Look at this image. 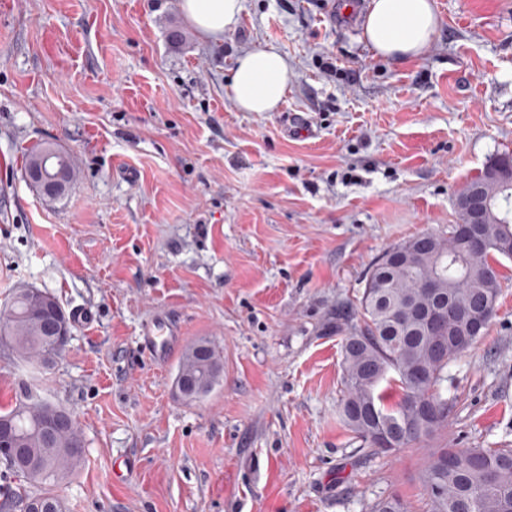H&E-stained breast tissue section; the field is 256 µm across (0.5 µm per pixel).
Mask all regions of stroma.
<instances>
[{
    "label": "stroma",
    "mask_w": 512,
    "mask_h": 512,
    "mask_svg": "<svg viewBox=\"0 0 512 512\" xmlns=\"http://www.w3.org/2000/svg\"><path fill=\"white\" fill-rule=\"evenodd\" d=\"M352 2L240 0L216 41L179 0H0V305L47 290L72 331L47 371L0 348V407L25 382L78 421L62 512H369L389 495L426 512L430 449L512 448L507 258L485 335L448 369L446 431L365 457L338 416L336 310L386 250L447 236L466 182L512 153V0H434L410 60L377 56L369 0ZM257 44L288 63L274 112L227 91ZM43 142L80 169L56 200L25 177ZM160 322L183 340L166 361L143 343ZM203 340L223 371L187 398L178 366Z\"/></svg>",
    "instance_id": "1"
}]
</instances>
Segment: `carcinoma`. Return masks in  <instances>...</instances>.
Instances as JSON below:
<instances>
[{"instance_id":"carcinoma-1","label":"carcinoma","mask_w":512,"mask_h":512,"mask_svg":"<svg viewBox=\"0 0 512 512\" xmlns=\"http://www.w3.org/2000/svg\"><path fill=\"white\" fill-rule=\"evenodd\" d=\"M50 152L62 160L63 179L72 187L77 178L73 158L56 144L44 142L33 147L24 170L39 166ZM458 224L443 239L432 233L417 235L395 247L394 262L379 257L371 265L353 315L336 314V332L342 334L341 351L344 395L340 412L344 424L360 439L363 448L375 454L389 449L378 437L394 434L398 448H412L448 428V418L457 399L442 393L448 365L464 356L479 337L470 332L468 321L448 324L443 312L439 325L427 332L418 312L429 302L422 284L434 274L441 278L443 297L464 313L478 310L482 300L497 303L500 273L497 257L512 259V183L498 185L491 200V212L481 226L487 250L470 254L457 236ZM43 306L29 297L27 289H15L0 309V321L13 326L10 350L19 359L48 369L63 348L53 346L51 337L40 330ZM178 372H186L212 386L219 370L184 355ZM395 373L401 399L395 407L381 404L377 389ZM63 408L26 386L19 390L11 409L0 413L3 434L22 456L0 454L5 469L23 481L40 487L33 496L16 490L0 504V512L42 501L61 507L54 493L64 472L78 465L85 455L80 427L75 419L53 437L45 425ZM458 467H444L446 448L430 452L420 478L428 495L427 512H512V448H458ZM370 512H407L396 495L375 501Z\"/></svg>"}]
</instances>
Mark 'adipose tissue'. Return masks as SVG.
Instances as JSON below:
<instances>
[{
	"mask_svg": "<svg viewBox=\"0 0 512 512\" xmlns=\"http://www.w3.org/2000/svg\"><path fill=\"white\" fill-rule=\"evenodd\" d=\"M186 19L201 33L221 39L233 28L239 0H181ZM437 28L432 0H370L364 38L377 55L408 59L419 56ZM288 86V63L273 47L256 46L237 57L227 87L244 112L276 111Z\"/></svg>",
	"mask_w": 512,
	"mask_h": 512,
	"instance_id": "adipose-tissue-1",
	"label": "adipose tissue"
}]
</instances>
